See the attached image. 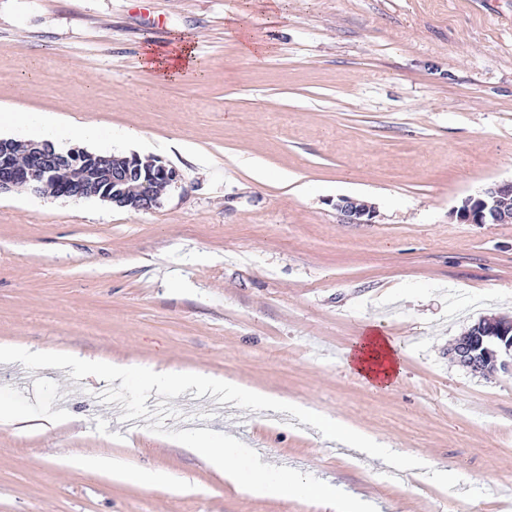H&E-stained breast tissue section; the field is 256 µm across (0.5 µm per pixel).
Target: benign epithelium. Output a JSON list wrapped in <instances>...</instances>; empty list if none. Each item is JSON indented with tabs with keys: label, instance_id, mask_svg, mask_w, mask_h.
Instances as JSON below:
<instances>
[{
	"label": "benign epithelium",
	"instance_id": "7a95c632",
	"mask_svg": "<svg viewBox=\"0 0 512 512\" xmlns=\"http://www.w3.org/2000/svg\"><path fill=\"white\" fill-rule=\"evenodd\" d=\"M57 178L56 196L78 199L88 183L97 185L101 199L118 208L151 211L160 206L156 192L159 183L175 186L180 180L176 168L161 161L142 164L137 155L112 158V164L101 166L95 155L78 148L58 152L48 142H32L25 163L16 161L12 142L0 139V194L29 190L39 193L47 181ZM336 209L348 224H372L376 210L368 203L342 197ZM456 217L467 224H511L512 180L489 185L481 194L468 196L454 210ZM512 319L505 316L484 318L458 337L448 350L451 360L469 370L480 372L491 363L512 373ZM500 337L505 347L491 350L479 339Z\"/></svg>",
	"mask_w": 512,
	"mask_h": 512
}]
</instances>
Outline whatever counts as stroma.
I'll list each match as a JSON object with an SVG mask.
<instances>
[{
	"mask_svg": "<svg viewBox=\"0 0 512 512\" xmlns=\"http://www.w3.org/2000/svg\"><path fill=\"white\" fill-rule=\"evenodd\" d=\"M181 35L205 70L158 82L142 52ZM1 110L112 128L128 154L172 141L180 181L150 212L0 195V346L204 373L359 427L422 467L286 412L165 401V429L228 434L377 512H512V374L448 356L512 316V224L454 214L512 180V0H0ZM344 196L374 223H343ZM370 324L401 351L386 390L347 364ZM107 386L0 363L20 417L0 423V512H321L233 487Z\"/></svg>",
	"mask_w": 512,
	"mask_h": 512,
	"instance_id": "1",
	"label": "stroma"
}]
</instances>
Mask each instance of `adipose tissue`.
Here are the masks:
<instances>
[{
	"mask_svg": "<svg viewBox=\"0 0 512 512\" xmlns=\"http://www.w3.org/2000/svg\"><path fill=\"white\" fill-rule=\"evenodd\" d=\"M143 64L160 79L172 80L183 69L198 67L199 61L191 38L182 36L177 39L174 50L169 54L158 55L154 51H146ZM2 127L34 133L39 138L52 141L58 149L64 148L71 140L79 139L96 143L108 152L114 140L112 129L94 124H61L39 112H1ZM348 366L373 388L387 389L401 372L400 353L392 339L371 324L351 350Z\"/></svg>",
	"mask_w": 512,
	"mask_h": 512,
	"instance_id": "ef3b65f1",
	"label": "adipose tissue"
}]
</instances>
